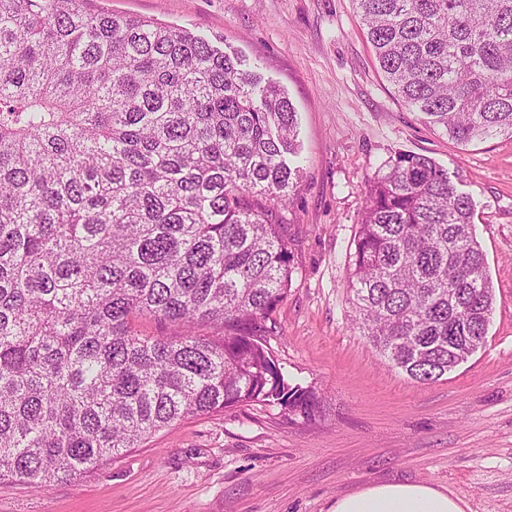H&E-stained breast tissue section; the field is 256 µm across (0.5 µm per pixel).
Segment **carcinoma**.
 Masks as SVG:
<instances>
[{
  "label": "carcinoma",
  "mask_w": 512,
  "mask_h": 512,
  "mask_svg": "<svg viewBox=\"0 0 512 512\" xmlns=\"http://www.w3.org/2000/svg\"><path fill=\"white\" fill-rule=\"evenodd\" d=\"M92 2L0 0V479L41 490L187 417L320 409L264 340L291 285V100L202 37ZM353 3L406 106L464 146L512 137V0ZM473 224L425 155L369 186L355 320L414 380L485 343Z\"/></svg>",
  "instance_id": "obj_1"
}]
</instances>
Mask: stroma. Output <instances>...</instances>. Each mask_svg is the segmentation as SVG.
<instances>
[{"mask_svg": "<svg viewBox=\"0 0 512 512\" xmlns=\"http://www.w3.org/2000/svg\"><path fill=\"white\" fill-rule=\"evenodd\" d=\"M240 56L288 94L300 180L282 212L287 296L266 345L321 411L237 405L190 417L47 490L0 481V512H330L382 481L454 493L467 512H512V138L449 140L398 99L352 0H97ZM447 168L475 205L495 295L487 342L440 380L389 365L353 319L349 277L364 200L396 154Z\"/></svg>", "mask_w": 512, "mask_h": 512, "instance_id": "obj_1", "label": "stroma"}]
</instances>
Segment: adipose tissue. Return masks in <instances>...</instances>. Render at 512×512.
<instances>
[{
    "label": "adipose tissue",
    "mask_w": 512,
    "mask_h": 512,
    "mask_svg": "<svg viewBox=\"0 0 512 512\" xmlns=\"http://www.w3.org/2000/svg\"><path fill=\"white\" fill-rule=\"evenodd\" d=\"M453 493L419 483H373L338 497L331 512H466Z\"/></svg>",
    "instance_id": "1"
}]
</instances>
